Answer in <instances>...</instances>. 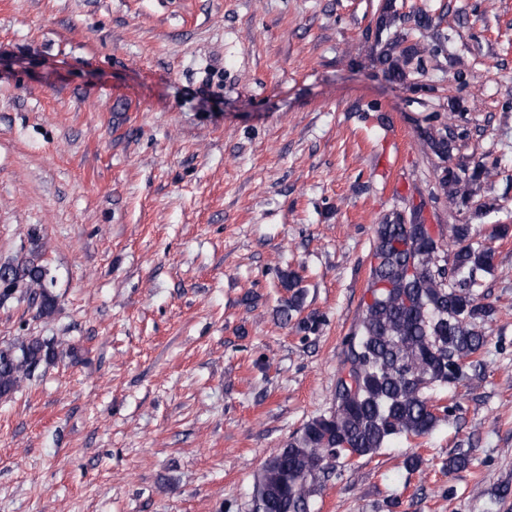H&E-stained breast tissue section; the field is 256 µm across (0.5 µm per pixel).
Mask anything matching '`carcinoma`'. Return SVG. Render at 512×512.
<instances>
[{"instance_id": "obj_1", "label": "carcinoma", "mask_w": 512, "mask_h": 512, "mask_svg": "<svg viewBox=\"0 0 512 512\" xmlns=\"http://www.w3.org/2000/svg\"><path fill=\"white\" fill-rule=\"evenodd\" d=\"M409 22L421 34L432 28L425 13L405 17L385 0L378 33ZM377 62L385 77L404 83L421 69L429 48L404 45L399 37L377 40ZM459 113L448 126L421 132L426 150L441 161L436 171L437 196L450 209H465L469 218L448 225V237L431 235L418 220L400 217L377 225L374 264L368 283L370 299L362 307L356 328L344 341L333 405L294 433L257 472L253 512H315V497L338 473L347 458L371 456L399 437L424 436L460 410L457 404L438 407L429 391L453 388L484 367L487 326L497 309L480 292L483 277L494 266L491 247L475 241L479 218L493 208L483 202L471 207L493 168L483 161L455 160L458 141L469 137ZM37 230L33 248L21 260L0 263V304L20 295L49 318L56 309L46 268L39 263ZM302 278L290 271L282 284L291 292L280 308L288 322L301 311ZM63 354L54 337L29 336L0 349V397L30 379L41 364ZM474 463L473 449L457 448L445 467L461 472Z\"/></svg>"}]
</instances>
